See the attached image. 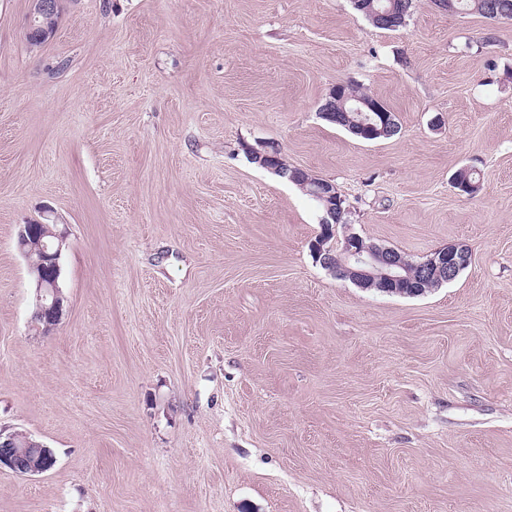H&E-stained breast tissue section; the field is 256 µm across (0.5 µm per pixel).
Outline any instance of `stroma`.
Listing matches in <instances>:
<instances>
[{
  "instance_id": "obj_1",
  "label": "stroma",
  "mask_w": 512,
  "mask_h": 512,
  "mask_svg": "<svg viewBox=\"0 0 512 512\" xmlns=\"http://www.w3.org/2000/svg\"><path fill=\"white\" fill-rule=\"evenodd\" d=\"M30 6L0 0V427L56 464L1 468L0 512H512V21L65 0L33 48ZM339 83L399 134L322 119ZM265 144L336 184L350 232L469 265L414 298L333 277ZM47 206L46 333L17 233ZM255 153L252 154V160H257L258 164L272 173L288 178L289 181H295V173L292 171L289 174L290 170L283 168V160L280 159L279 155L271 154L269 152V146L264 148L263 150H254ZM282 162V164H281ZM37 224H47L52 231L54 227L48 223L21 224L18 231V245L27 261L28 269L32 274V287L34 289V318L44 317L50 327L60 321L63 314L65 297L63 296L59 278L61 274L60 258L63 246L66 245V238L63 234L52 232L57 238V247L52 252L42 250L40 259H33L31 251L26 249L29 238L35 235ZM52 235H45L40 239L41 246H47L50 251L56 244Z\"/></svg>"
}]
</instances>
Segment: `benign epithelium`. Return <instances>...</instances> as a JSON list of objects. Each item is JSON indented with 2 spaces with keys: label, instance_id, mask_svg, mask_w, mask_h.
I'll list each match as a JSON object with an SVG mask.
<instances>
[{
  "label": "benign epithelium",
  "instance_id": "7a95c632",
  "mask_svg": "<svg viewBox=\"0 0 512 512\" xmlns=\"http://www.w3.org/2000/svg\"><path fill=\"white\" fill-rule=\"evenodd\" d=\"M59 7V0H33V8L29 15L27 34H32L37 28L39 17L54 12ZM339 102L344 112H354L359 117L357 125L362 135L370 140H376L385 134L391 124L390 115L380 104L362 98L340 96V89L334 88L329 94V100L322 107L320 115L324 119L336 120V110L332 103ZM258 164L281 177L295 181V173L283 168L279 155L269 152V148L257 150L252 154ZM307 193L316 198L324 206L322 223L329 224L342 216V197L333 184H327L323 179L307 174V180L301 184ZM37 224H22L18 231V245L27 261L32 274L34 289V316L42 317L50 326H55L63 314L65 297L63 296L59 278L61 274L60 258L66 238L55 232L57 247L51 251H42L41 257L32 258L26 249L29 238L35 235ZM312 250L325 269L340 278H352L358 282H378V286L390 294L405 288L411 282L412 270L426 276L429 271H435L445 282L454 280L468 266L469 252L455 245L438 249L417 265L411 267L403 259L400 252L386 247L374 245L365 248L361 237L355 234L344 236L341 248L323 240L313 242ZM55 464V456L50 448L29 437L23 443L17 442V434H4L0 431V467L4 466L20 475L42 474Z\"/></svg>",
  "mask_w": 512,
  "mask_h": 512
}]
</instances>
